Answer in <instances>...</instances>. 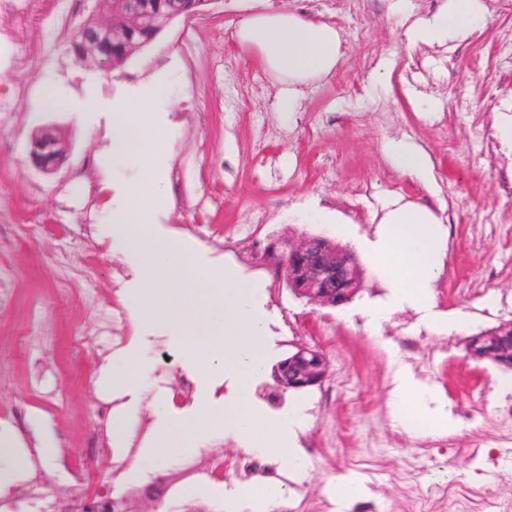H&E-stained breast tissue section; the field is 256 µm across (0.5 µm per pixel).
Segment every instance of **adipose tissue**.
<instances>
[{"mask_svg":"<svg viewBox=\"0 0 512 512\" xmlns=\"http://www.w3.org/2000/svg\"><path fill=\"white\" fill-rule=\"evenodd\" d=\"M488 16L483 0H443L429 17L408 29L412 43L443 45L466 39ZM241 46L257 53L261 63L286 85L282 112H295L303 85L328 77L341 55V35L331 24L294 11L257 13L243 20L236 32ZM447 237L439 219L426 204L395 199L383 209L365 255L370 272L388 288L386 299L367 304L363 315L372 333L399 310L419 314L429 328L460 331L464 316L447 319L434 312L433 288L444 266ZM401 424L420 434L451 431L447 412L433 409L411 377L399 382Z\"/></svg>","mask_w":512,"mask_h":512,"instance_id":"ef3b65f1","label":"adipose tissue"}]
</instances>
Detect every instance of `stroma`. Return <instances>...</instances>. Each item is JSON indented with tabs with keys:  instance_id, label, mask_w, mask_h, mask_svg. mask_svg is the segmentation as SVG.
<instances>
[{
	"instance_id": "stroma-1",
	"label": "stroma",
	"mask_w": 512,
	"mask_h": 512,
	"mask_svg": "<svg viewBox=\"0 0 512 512\" xmlns=\"http://www.w3.org/2000/svg\"><path fill=\"white\" fill-rule=\"evenodd\" d=\"M442 0H206L198 15L177 18L122 67L103 73L75 60L70 31L97 0H19L0 14V28L17 30L16 55L28 66L0 63V434L16 437L14 450L28 468L0 484V501L13 512H39L36 487L65 499L78 490L120 496L133 485L165 480L189 460H211L209 478L186 483L180 502L141 499L135 512H253L241 494L251 473V451L233 434L213 430L177 455L143 454L157 421L193 413L200 392L193 366L160 325L137 320L122 294L136 284L133 256L113 253L100 230L124 206V190L140 177L137 164L112 171V205L103 208L95 157L106 143V112H41L33 102L40 84L60 81L75 100L95 91L111 99L161 73L169 94L156 104L169 151L160 166L171 199L158 235L179 237L203 265H229L262 294L256 308L268 321L269 366L305 346L327 363L322 384L277 387L272 375L253 386L268 415L301 407L298 444L307 451V476L280 469L291 493L285 512H365L336 499L337 482L381 480L364 500L375 512H419L404 480L417 448L432 461L429 480L440 495L469 485L467 466L481 472L489 497L511 498L512 481L499 480L475 441H492L506 428L499 378L508 368L469 356V337L512 322V150L496 130L512 105V0L492 7L468 38L441 47L413 45L407 30ZM295 10L339 28L342 56L326 79L304 87L298 112L280 110V85L256 54L235 36L257 13ZM49 126L65 143L60 165L45 172L29 154L37 128ZM422 147L425 175L394 168L391 141ZM400 196L429 205L448 235L434 310L466 315V332L435 333L413 311L395 312L379 334L360 313L387 290L369 271L360 243L372 237L371 218L382 201ZM312 198L346 222L300 224L288 212ZM265 218L249 239L250 214ZM306 236H323L348 249L362 288L341 306L294 295L266 255L286 252ZM493 306H485V297ZM134 351L138 402L103 381L107 363ZM406 375L433 390L430 407L444 408L455 430L417 437L392 416L394 389ZM191 386H184V378ZM111 402L101 415L103 402ZM123 432L113 436V424ZM55 445L35 453L34 434Z\"/></svg>"
}]
</instances>
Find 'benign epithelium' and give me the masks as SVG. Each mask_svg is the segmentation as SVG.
Instances as JSON below:
<instances>
[{
	"instance_id": "7a95c632",
	"label": "benign epithelium",
	"mask_w": 512,
	"mask_h": 512,
	"mask_svg": "<svg viewBox=\"0 0 512 512\" xmlns=\"http://www.w3.org/2000/svg\"><path fill=\"white\" fill-rule=\"evenodd\" d=\"M106 15L90 17L80 24L71 42V51L79 62H92L103 71H110L124 63L131 53L126 49L120 55L101 50L103 40L114 43L130 41L132 32L148 23L155 31L166 28L180 12L171 11L150 17L149 0H104ZM65 152L62 142L52 130H41L32 140L30 155L42 168L56 165ZM278 268L287 286L298 296L320 305H341L348 302L358 288V272L352 255L336 249L327 239L308 236L288 245V251L278 259ZM512 333V325L505 324L495 332L473 337L467 351L475 359H493L497 354L498 338ZM326 373L322 355L307 347L281 361L274 372L276 383L284 388L300 389L318 385Z\"/></svg>"
}]
</instances>
